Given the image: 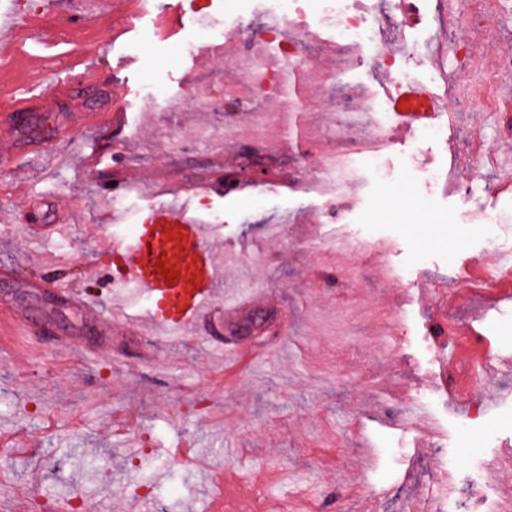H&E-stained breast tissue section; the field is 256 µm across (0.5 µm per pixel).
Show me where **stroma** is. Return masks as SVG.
Instances as JSON below:
<instances>
[{"label":"stroma","instance_id":"1","mask_svg":"<svg viewBox=\"0 0 512 512\" xmlns=\"http://www.w3.org/2000/svg\"><path fill=\"white\" fill-rule=\"evenodd\" d=\"M277 0H111L109 25L92 20L69 31L70 0H54L55 28L17 36L10 90L44 40L81 52L100 30L95 65L103 83L74 81L64 94L45 92L28 108L39 132H5L0 111V512H290L304 492L313 512H401L431 493L429 475L446 467V494L470 512L479 467L512 449V283L496 258L512 236L474 224L465 195L436 187L432 170L463 152L460 133L477 129L482 147L464 173L489 213H512V169L487 161L512 139V103L504 99L492 59L512 50V0H467L492 33L466 81L478 90L467 111L445 110V131L417 145L412 130L392 132L388 167L364 195L344 205L335 193L310 189L311 140L327 137L329 104L301 70L291 99L232 103L221 81L206 85L210 107L186 106L202 77L223 69L219 43L250 39L243 20L274 10ZM209 14L215 25L192 18ZM391 86L423 83L449 95L451 84L423 58L390 67ZM124 106L128 126L83 128V112ZM262 157L269 172L254 190L223 197L191 192L212 174L235 179L243 155ZM125 177L118 231L138 224L154 203L184 204L200 219L219 215L212 240L224 288L210 322L169 337L138 336L113 326L121 302L137 315V291L114 295L96 267L108 246L95 233L106 205L103 172ZM391 240V252L361 262L328 254L330 220ZM64 224L65 237L40 249L24 229ZM282 234L271 238L270 225ZM401 280L379 286L382 264ZM41 278L45 288H30ZM91 298L93 313L70 308L61 286ZM238 315L272 310L277 322L260 340L241 341L224 357ZM451 325L464 357L478 353L469 337L487 339L499 369L478 396L488 407L460 406L448 389L452 339L433 333ZM455 336V337H456ZM81 338L84 350L66 346ZM429 396L426 420L408 412ZM179 487V497L168 490Z\"/></svg>","mask_w":512,"mask_h":512}]
</instances>
